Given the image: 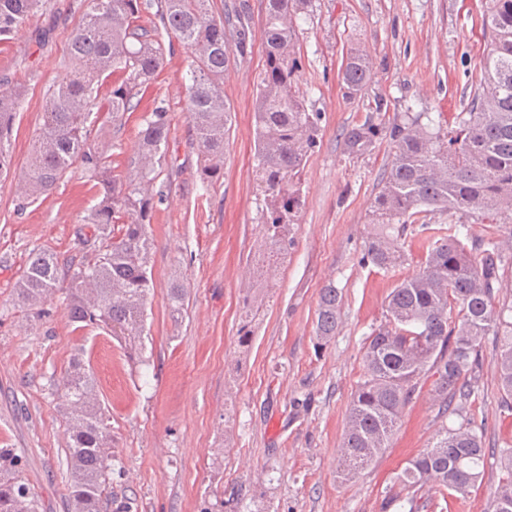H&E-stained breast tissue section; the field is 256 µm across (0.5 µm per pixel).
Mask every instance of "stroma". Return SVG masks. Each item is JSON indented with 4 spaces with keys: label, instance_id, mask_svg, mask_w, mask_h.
I'll return each instance as SVG.
<instances>
[{
    "label": "stroma",
    "instance_id": "stroma-1",
    "mask_svg": "<svg viewBox=\"0 0 512 512\" xmlns=\"http://www.w3.org/2000/svg\"><path fill=\"white\" fill-rule=\"evenodd\" d=\"M252 48L224 74L231 123L224 176L209 182L188 117L189 54L173 52L157 80L138 96L121 126L104 127L117 174L137 157L145 112L160 102L171 135L156 183L165 199L149 233L153 292L146 349L130 356L102 329H76L65 301L47 317L19 308L15 288L34 249L66 260L79 254L76 233L94 190L72 167L50 194L23 203L17 174L29 159L50 87L70 74L68 43L87 0H51L0 43V78L23 87L12 136V171L0 176V448L24 460L23 476L40 512H68L67 436L60 416L62 378L82 355L112 429V500L108 512H381L396 474L441 427L429 389L405 407L389 448L367 469L341 473L339 448L351 400L363 377V342L384 319L388 294L414 275L422 244L437 224L416 227L405 258L382 271L361 264L370 212L393 147L345 152L341 133L373 111L414 109L440 124L461 111L477 81L486 39L485 0H313L300 24L302 67L296 87L321 113L317 146L303 172L294 243L264 290V311L248 350L237 329L260 242L264 197L257 188L254 110L265 64L261 0H249ZM366 50L372 80L360 97L345 94L341 70L351 45ZM188 308L173 318L171 282ZM343 290L335 336L318 345L319 291ZM493 343H485L468 417L484 425L481 482L449 492L442 512H492L512 448V415L501 412Z\"/></svg>",
    "mask_w": 512,
    "mask_h": 512
}]
</instances>
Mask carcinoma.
Segmentation results:
<instances>
[{
    "mask_svg": "<svg viewBox=\"0 0 512 512\" xmlns=\"http://www.w3.org/2000/svg\"><path fill=\"white\" fill-rule=\"evenodd\" d=\"M49 0H0V41L9 39ZM265 65L254 119L258 187L265 196L260 256L266 266L254 277L265 288L271 271L288 254L301 205L302 174L316 146L322 114L310 112L295 89L301 68L293 20L307 19L312 0H263ZM213 0H88V9L69 42L71 76L47 92L42 123L22 178L26 198L50 193L77 165L94 181L95 202L78 233V245H92L93 259L59 262L38 251L23 270L16 301L47 317V300L64 295L74 323L107 330L135 356L144 350V317L153 288L148 225L164 200L153 192L171 131L162 104L147 113L138 132L140 165L129 175L113 174L107 147L97 142L101 116L116 123L136 108L134 99L163 68L173 42L193 59L188 73L187 109L203 161V175L224 174V137L231 121L224 100V72L231 53L244 61L251 50V16L245 3L227 5L219 16ZM157 6L154 18L143 15ZM486 53L476 86L448 128L433 126L427 112H403L386 119L388 102L379 96L374 111L343 134L350 155L370 151L384 136L393 144L390 166L372 206V231L361 263L389 270L402 261L409 227L448 217L449 234L423 244L422 267L387 298L384 321L364 339V378L354 392L341 445L345 471L369 467L389 447L405 407L426 381L442 427L433 443L410 460L386 491L382 512H432L435 497L468 492L482 477V431L463 418L461 405L474 394L473 379L487 337L498 350L501 408L512 412V301L496 303L498 285L512 269V250L498 242L500 225L512 222V0H487L483 18ZM372 63L353 46L342 70L349 97L365 93ZM118 73L106 105L98 83ZM25 91L0 87V175L10 170L8 144ZM487 220L482 238L464 233L461 217ZM169 307L180 312L183 285L168 289ZM342 291L320 290L315 333L327 342L336 335ZM247 315L238 328L240 345L254 335L264 296L246 292ZM93 381L75 356L63 379V418L70 465L68 512H103L112 484V433L101 407L90 401ZM460 418L455 427L446 420ZM505 477L495 490V512H512V452L504 459ZM38 500L23 478L22 456L0 448V512H39Z\"/></svg>",
    "mask_w": 512,
    "mask_h": 512,
    "instance_id": "cac0c4a2",
    "label": "carcinoma"
}]
</instances>
